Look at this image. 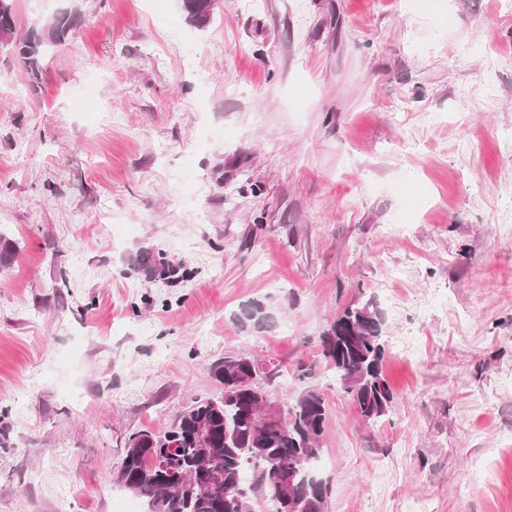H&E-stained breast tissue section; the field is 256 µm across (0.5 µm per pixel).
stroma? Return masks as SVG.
I'll return each instance as SVG.
<instances>
[{"instance_id": "obj_1", "label": "stroma", "mask_w": 512, "mask_h": 512, "mask_svg": "<svg viewBox=\"0 0 512 512\" xmlns=\"http://www.w3.org/2000/svg\"><path fill=\"white\" fill-rule=\"evenodd\" d=\"M72 1L38 84L0 51V512H122L128 437L236 354L324 396L325 512H512V0H12L19 32ZM368 300L374 424L321 346ZM187 20L198 28L207 26L216 8L215 0H179Z\"/></svg>"}]
</instances>
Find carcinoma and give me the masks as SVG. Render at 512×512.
Returning <instances> with one entry per match:
<instances>
[{"label":"carcinoma","mask_w":512,"mask_h":512,"mask_svg":"<svg viewBox=\"0 0 512 512\" xmlns=\"http://www.w3.org/2000/svg\"><path fill=\"white\" fill-rule=\"evenodd\" d=\"M187 20L207 26L214 14V0H180ZM75 7H63L26 33L17 32L12 0H0V49L11 50L38 78V59L49 48L65 41L81 22ZM137 271L154 280L160 274L155 256H140ZM269 321L266 308L253 303L242 313L240 325L261 327ZM384 320L372 301L348 305L322 336L329 359L344 392L368 423L388 411L393 394L382 363L386 354ZM226 356L208 365L219 385L215 397L199 398L175 416L160 434L134 435L140 449H124L120 462L122 486L149 503L150 512H251V506L270 503L269 512H287L283 496L291 494L305 504V512H324L328 483L313 471L328 410L319 392L303 391L287 409V416L264 414L265 396L244 383L247 372ZM206 429L210 447L221 456L222 478L198 489L191 480L206 461L197 436ZM288 463L275 481L269 461Z\"/></svg>","instance_id":"1"}]
</instances>
